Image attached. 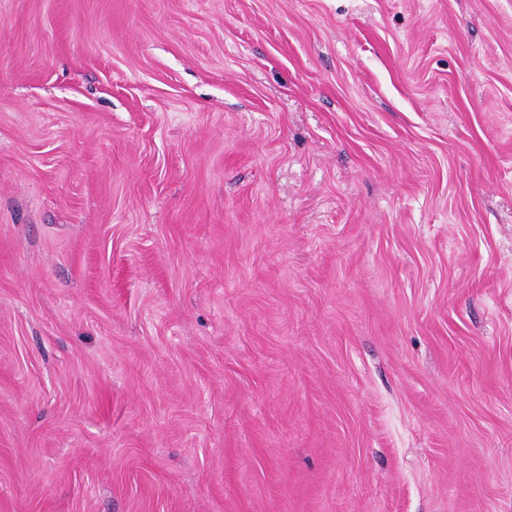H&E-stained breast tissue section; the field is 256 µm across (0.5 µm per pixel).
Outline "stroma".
I'll return each mask as SVG.
<instances>
[{
    "label": "stroma",
    "instance_id": "obj_1",
    "mask_svg": "<svg viewBox=\"0 0 512 512\" xmlns=\"http://www.w3.org/2000/svg\"><path fill=\"white\" fill-rule=\"evenodd\" d=\"M0 512H512V0H0Z\"/></svg>",
    "mask_w": 512,
    "mask_h": 512
}]
</instances>
